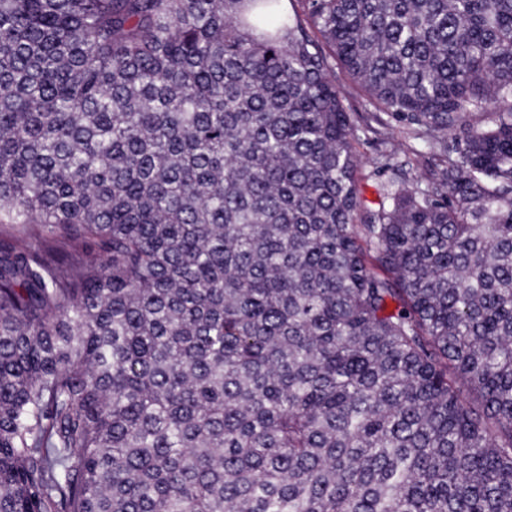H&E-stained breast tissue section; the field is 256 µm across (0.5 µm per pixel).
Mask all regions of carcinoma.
Here are the masks:
<instances>
[{
  "instance_id": "obj_1",
  "label": "carcinoma",
  "mask_w": 512,
  "mask_h": 512,
  "mask_svg": "<svg viewBox=\"0 0 512 512\" xmlns=\"http://www.w3.org/2000/svg\"><path fill=\"white\" fill-rule=\"evenodd\" d=\"M286 2L0 0V512H512V0ZM401 143H404L403 135L397 134L395 140L390 141L388 144H364L358 148L361 154L363 167L366 172L373 170L377 166L381 154H389L391 150L400 151Z\"/></svg>"
}]
</instances>
